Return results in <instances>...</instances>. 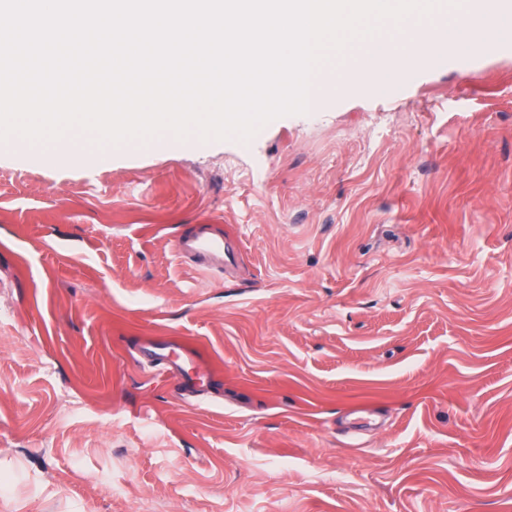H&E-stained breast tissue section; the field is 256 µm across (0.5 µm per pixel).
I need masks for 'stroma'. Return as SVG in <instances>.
<instances>
[{"label": "stroma", "instance_id": "obj_1", "mask_svg": "<svg viewBox=\"0 0 512 512\" xmlns=\"http://www.w3.org/2000/svg\"><path fill=\"white\" fill-rule=\"evenodd\" d=\"M367 67L246 142L0 146V512H512V39ZM176 248L181 257L202 269H210L215 261L233 266L239 256L229 235L212 233L204 225L182 235Z\"/></svg>", "mask_w": 512, "mask_h": 512}]
</instances>
